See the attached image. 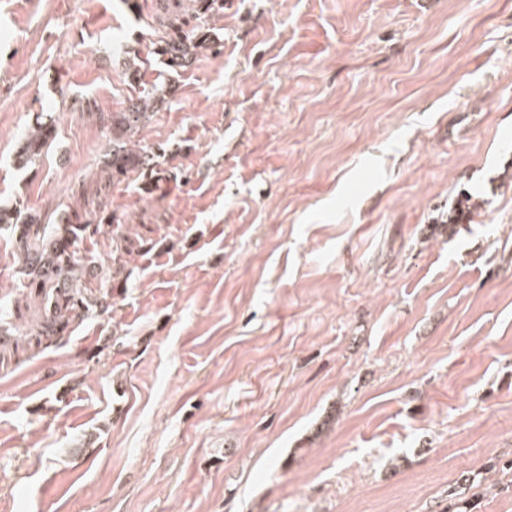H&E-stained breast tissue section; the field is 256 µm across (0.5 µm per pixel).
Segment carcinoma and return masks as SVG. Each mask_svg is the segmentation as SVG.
<instances>
[{"mask_svg": "<svg viewBox=\"0 0 512 512\" xmlns=\"http://www.w3.org/2000/svg\"><path fill=\"white\" fill-rule=\"evenodd\" d=\"M207 46L204 36L177 35L166 42L162 55L174 68L189 65L196 52ZM162 100L158 89H152L131 100L125 111L116 113L115 122L124 131H134L145 126L154 115ZM54 119L38 122L20 139L15 153V164L27 168L41 156L45 147L54 138ZM109 166L117 175L131 169H152L159 164V156L143 150L127 147L123 140L112 143L108 156ZM7 228L16 235L20 252L21 273L25 286L52 289L42 315L37 335L56 336L75 318H83L90 312V305L106 313L112 307L108 294L103 293L90 302L84 295L85 273L97 264L93 256L82 258L75 250L78 239L100 231L99 226L75 224H43L40 215L31 209L15 206L0 208V228Z\"/></svg>", "mask_w": 512, "mask_h": 512, "instance_id": "cac0c4a2", "label": "carcinoma"}]
</instances>
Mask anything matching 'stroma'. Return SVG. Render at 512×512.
Instances as JSON below:
<instances>
[{"mask_svg": "<svg viewBox=\"0 0 512 512\" xmlns=\"http://www.w3.org/2000/svg\"><path fill=\"white\" fill-rule=\"evenodd\" d=\"M17 204L112 313L34 335L0 230V512H512V0H0ZM207 39L203 35H177L166 42L161 53L167 57V63L173 68L188 66L199 49L207 46ZM162 91L152 89L131 100L125 112H118L115 122L122 131H134L145 126L154 115L157 104L162 100ZM54 120L50 117L46 122H37L20 139L15 153V164L18 168H27L41 156L45 147L54 138ZM159 158L160 155L154 153L127 148L124 140H117L112 143L108 162L112 172L116 176H120L125 175L131 169H153L159 164Z\"/></svg>", "mask_w": 512, "mask_h": 512, "instance_id": "35a3bbf8", "label": "stroma"}]
</instances>
